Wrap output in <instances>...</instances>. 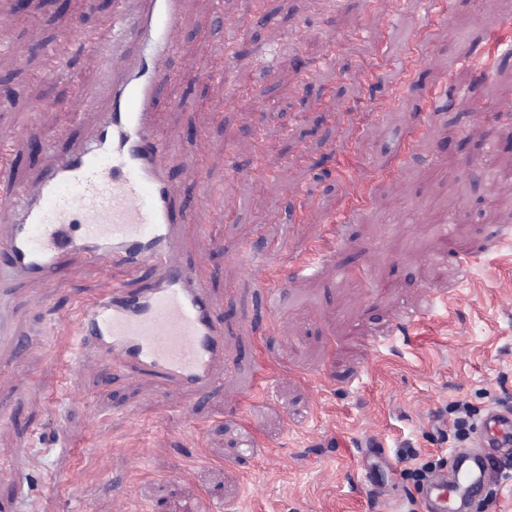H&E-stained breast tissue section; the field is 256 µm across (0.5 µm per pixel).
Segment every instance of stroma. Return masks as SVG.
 <instances>
[{
    "mask_svg": "<svg viewBox=\"0 0 512 512\" xmlns=\"http://www.w3.org/2000/svg\"><path fill=\"white\" fill-rule=\"evenodd\" d=\"M139 0H0V140L11 175L47 166L30 127L94 129L110 41ZM157 130L186 225L227 330L222 388L190 414L150 376L70 361L75 317L105 287L73 258L13 289L0 346V503L15 512H424L416 467H452L457 402L512 410V56L490 88L467 71L475 39L512 23V0H185ZM266 25H257L259 16ZM65 61L49 72L46 53ZM179 97L194 103L172 106ZM236 172L225 193L224 156ZM205 157L210 191L191 167ZM495 172L473 183V168ZM463 231L447 253L443 227ZM318 270L293 266L315 238ZM267 265L251 266L250 254ZM279 290L268 307V290ZM474 500L512 512V455Z\"/></svg>",
    "mask_w": 512,
    "mask_h": 512,
    "instance_id": "1",
    "label": "stroma"
}]
</instances>
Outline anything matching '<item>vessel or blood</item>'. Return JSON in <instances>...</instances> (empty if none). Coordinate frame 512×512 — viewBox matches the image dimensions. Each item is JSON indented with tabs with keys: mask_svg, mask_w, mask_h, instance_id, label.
<instances>
[{
	"mask_svg": "<svg viewBox=\"0 0 512 512\" xmlns=\"http://www.w3.org/2000/svg\"><path fill=\"white\" fill-rule=\"evenodd\" d=\"M140 3V14H114L110 43L78 35L82 47L115 58L123 41L139 46L137 61L113 69L108 108L84 146L18 183L10 176V148L0 144V312L11 281H48L69 256L129 274L151 269L149 288L133 295L112 284L81 310L74 327L93 337L100 367L137 370L162 390L194 400L224 382V325L204 271L179 257L182 224L209 231L208 210L175 203L154 127L159 87L184 79L167 61L186 18L182 0ZM71 186L80 192L75 210L57 203ZM475 430L478 452L457 453L451 477L427 483V512H461L483 490L481 451L512 447V412L488 410Z\"/></svg>",
	"mask_w": 512,
	"mask_h": 512,
	"instance_id": "vessel-or-blood-1",
	"label": "vessel or blood"
}]
</instances>
